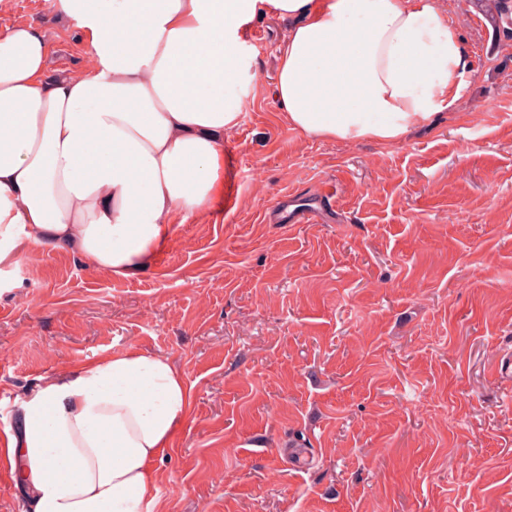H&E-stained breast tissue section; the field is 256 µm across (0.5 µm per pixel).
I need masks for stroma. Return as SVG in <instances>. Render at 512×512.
Returning <instances> with one entry per match:
<instances>
[{"label": "stroma", "mask_w": 512, "mask_h": 512, "mask_svg": "<svg viewBox=\"0 0 512 512\" xmlns=\"http://www.w3.org/2000/svg\"><path fill=\"white\" fill-rule=\"evenodd\" d=\"M449 8L465 106L392 147L289 128L287 25L255 19L211 209L129 278L36 247L0 271V436L39 376L137 350L192 396L153 465L167 512H512V44ZM18 22L52 32L51 73L87 65L55 0H7Z\"/></svg>", "instance_id": "stroma-1"}]
</instances>
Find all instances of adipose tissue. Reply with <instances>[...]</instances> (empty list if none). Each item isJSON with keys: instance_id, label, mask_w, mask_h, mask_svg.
<instances>
[{"instance_id": "adipose-tissue-1", "label": "adipose tissue", "mask_w": 512, "mask_h": 512, "mask_svg": "<svg viewBox=\"0 0 512 512\" xmlns=\"http://www.w3.org/2000/svg\"><path fill=\"white\" fill-rule=\"evenodd\" d=\"M92 63L51 75L50 35L0 36V265L60 249L126 278L222 188L252 94V22H287L274 96L289 127L406 142L457 108L471 65L444 0H58ZM173 360L126 351L42 376L10 446L28 512H162L152 463L187 417Z\"/></svg>"}]
</instances>
